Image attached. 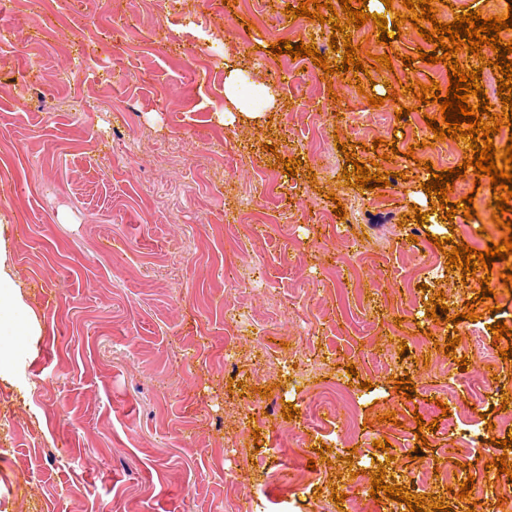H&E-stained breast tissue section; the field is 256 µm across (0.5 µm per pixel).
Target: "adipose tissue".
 <instances>
[{
    "label": "adipose tissue",
    "instance_id": "1",
    "mask_svg": "<svg viewBox=\"0 0 512 512\" xmlns=\"http://www.w3.org/2000/svg\"><path fill=\"white\" fill-rule=\"evenodd\" d=\"M38 331L36 315L13 272L9 241L0 223V379L10 376L19 357L17 337L34 336Z\"/></svg>",
    "mask_w": 512,
    "mask_h": 512
}]
</instances>
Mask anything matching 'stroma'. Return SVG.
<instances>
[{
  "mask_svg": "<svg viewBox=\"0 0 512 512\" xmlns=\"http://www.w3.org/2000/svg\"><path fill=\"white\" fill-rule=\"evenodd\" d=\"M57 1L48 34L26 0H0V219L40 325L0 381V512H408L371 498L381 468L451 512H499L512 485L485 463L512 461L499 445L512 429V359L499 352L512 342L490 330L512 329L506 263L465 280L433 240L482 251L503 233L489 177L471 170L447 200L474 195L477 217L431 211L422 182L461 164L466 146L427 127L439 105L389 98L391 81L446 71L415 60L417 30L403 24L388 46L372 23L353 30L363 51L399 53L355 87L352 72L331 80L310 58L269 54L284 36L328 42L330 26L304 17L283 36L244 0L45 9ZM228 57L244 88L276 97L256 122L224 118ZM400 104L411 109L401 119ZM377 138L399 150L381 163L396 174L384 191L350 187L339 150L337 175L324 172L319 141L360 143L365 164ZM281 157L299 160L295 176ZM484 277L494 295L478 320L463 319ZM437 294L461 323L427 316ZM404 374L410 400L394 388ZM418 414L438 423L424 447ZM385 439L388 452L375 449ZM323 444L328 456H314ZM472 444L479 458L465 455ZM447 448L461 451L454 475Z\"/></svg>",
  "mask_w": 512,
  "mask_h": 512,
  "instance_id": "obj_1",
  "label": "stroma"
}]
</instances>
